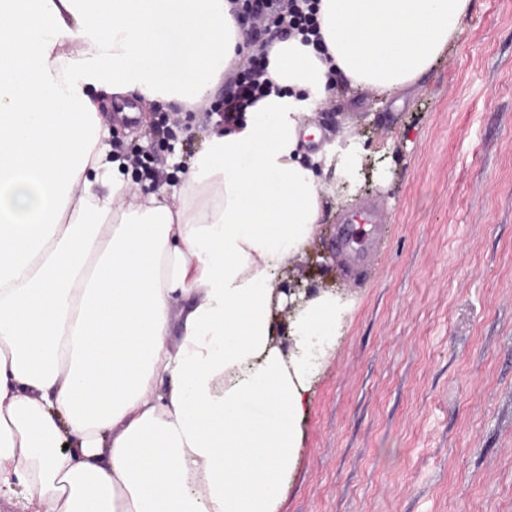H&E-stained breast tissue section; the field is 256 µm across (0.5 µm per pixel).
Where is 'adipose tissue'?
<instances>
[{"mask_svg": "<svg viewBox=\"0 0 512 512\" xmlns=\"http://www.w3.org/2000/svg\"><path fill=\"white\" fill-rule=\"evenodd\" d=\"M473 7L320 0L326 55L274 40L276 92L141 196L98 96L211 100L244 41L228 0H0V489L28 512H278L349 305L309 298L287 348L272 305L323 175L362 166L304 160L305 119L339 76L416 85Z\"/></svg>", "mask_w": 512, "mask_h": 512, "instance_id": "1", "label": "adipose tissue"}]
</instances>
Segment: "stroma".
<instances>
[{
	"label": "stroma",
	"mask_w": 512,
	"mask_h": 512,
	"mask_svg": "<svg viewBox=\"0 0 512 512\" xmlns=\"http://www.w3.org/2000/svg\"><path fill=\"white\" fill-rule=\"evenodd\" d=\"M138 129L112 141L156 156L177 186L205 132V110L139 102ZM174 140L148 136L161 116ZM306 153L355 144L366 186L338 200L289 269L351 305L314 382L296 470L279 512H512V0H474L431 75L382 99L341 85L309 120ZM386 214L362 275L339 268L343 219Z\"/></svg>",
	"instance_id": "stroma-1"
}]
</instances>
